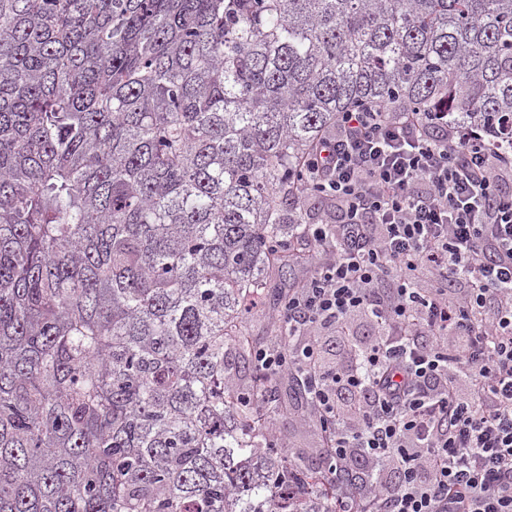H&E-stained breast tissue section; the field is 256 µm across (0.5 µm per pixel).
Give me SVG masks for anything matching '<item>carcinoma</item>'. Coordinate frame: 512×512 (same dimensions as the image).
<instances>
[{
    "instance_id": "carcinoma-1",
    "label": "carcinoma",
    "mask_w": 512,
    "mask_h": 512,
    "mask_svg": "<svg viewBox=\"0 0 512 512\" xmlns=\"http://www.w3.org/2000/svg\"><path fill=\"white\" fill-rule=\"evenodd\" d=\"M512 131V0H0V512H334L248 305L370 107ZM271 428L278 441L283 443L284 448H291L293 453H312L319 445V436L316 428L302 414L288 412L275 415L271 421Z\"/></svg>"
}]
</instances>
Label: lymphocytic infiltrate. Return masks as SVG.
I'll list each match as a JSON object with an SVG mask.
<instances>
[{
  "instance_id": "lymphocytic-infiltrate-1",
  "label": "lymphocytic infiltrate",
  "mask_w": 512,
  "mask_h": 512,
  "mask_svg": "<svg viewBox=\"0 0 512 512\" xmlns=\"http://www.w3.org/2000/svg\"><path fill=\"white\" fill-rule=\"evenodd\" d=\"M308 164L336 219L255 361L302 376L331 474L366 458L335 512H512V139L376 107ZM360 311L381 336L327 364Z\"/></svg>"
}]
</instances>
